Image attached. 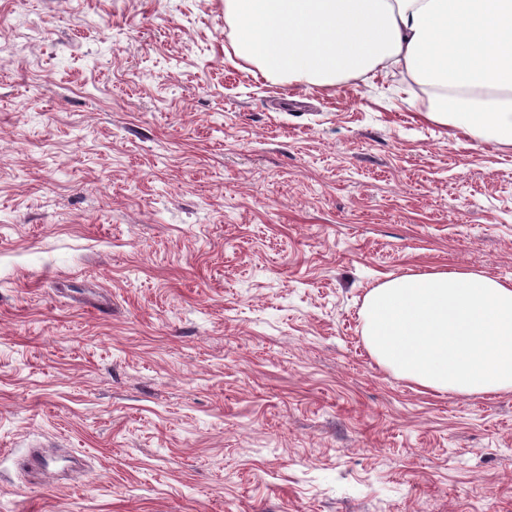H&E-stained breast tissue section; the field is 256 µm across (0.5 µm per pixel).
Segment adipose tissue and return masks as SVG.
Wrapping results in <instances>:
<instances>
[{
  "label": "adipose tissue",
  "instance_id": "ef3b65f1",
  "mask_svg": "<svg viewBox=\"0 0 512 512\" xmlns=\"http://www.w3.org/2000/svg\"><path fill=\"white\" fill-rule=\"evenodd\" d=\"M238 53L288 83L399 70L425 118L512 147V0H224ZM378 364L422 388L512 393V284L438 270L388 280L364 307Z\"/></svg>",
  "mask_w": 512,
  "mask_h": 512
}]
</instances>
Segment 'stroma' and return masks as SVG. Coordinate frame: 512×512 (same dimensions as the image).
<instances>
[{"instance_id":"35a3bbf8","label":"stroma","mask_w":512,"mask_h":512,"mask_svg":"<svg viewBox=\"0 0 512 512\" xmlns=\"http://www.w3.org/2000/svg\"><path fill=\"white\" fill-rule=\"evenodd\" d=\"M0 45V512H512V393L402 379L362 319L512 282V147L398 73L265 77L224 0H0ZM42 447H35L22 456L18 460V467L26 473L29 469L36 471L42 482L46 484H53V480H58L59 471H50L49 465L51 461H58L57 458L47 456V453L41 449Z\"/></svg>"}]
</instances>
